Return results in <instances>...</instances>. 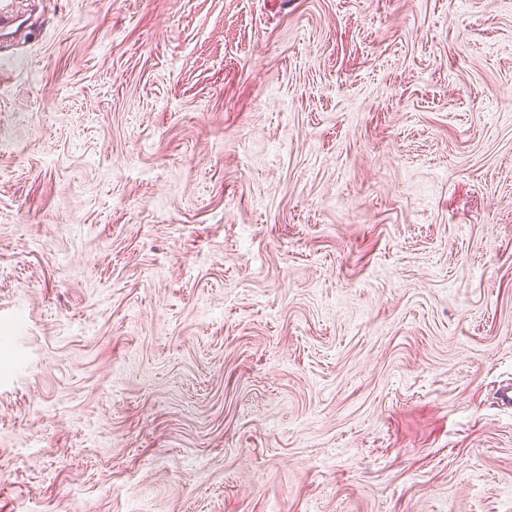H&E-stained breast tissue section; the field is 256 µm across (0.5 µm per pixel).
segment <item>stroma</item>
<instances>
[{"label": "stroma", "instance_id": "obj_1", "mask_svg": "<svg viewBox=\"0 0 512 512\" xmlns=\"http://www.w3.org/2000/svg\"><path fill=\"white\" fill-rule=\"evenodd\" d=\"M0 6V512H512V0Z\"/></svg>", "mask_w": 512, "mask_h": 512}]
</instances>
